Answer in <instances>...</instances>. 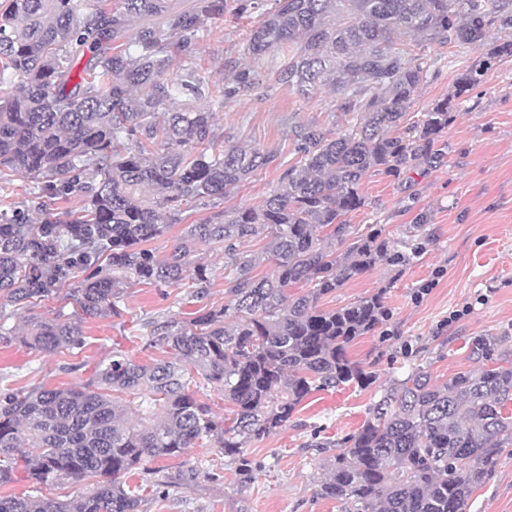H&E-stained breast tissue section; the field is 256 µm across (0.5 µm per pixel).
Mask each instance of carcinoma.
Instances as JSON below:
<instances>
[{
	"mask_svg": "<svg viewBox=\"0 0 512 512\" xmlns=\"http://www.w3.org/2000/svg\"><path fill=\"white\" fill-rule=\"evenodd\" d=\"M264 2L8 0L0 11V85L10 88L0 97V184L22 176L38 198L64 206L36 219L20 206L0 210V318L62 302L13 338L37 353H71L83 346L82 321L121 315L135 285L202 298L210 272L191 262L199 245L223 250L225 297L192 318L147 321L142 339L160 358L115 348L82 384L5 389L0 487L21 475L37 489L92 488L64 500L1 495L0 512H140L147 462L203 441L240 461L312 393L376 382L348 349L386 316L384 290L337 309L321 302L380 266L414 263L421 227L394 241L348 216L365 206L368 172L396 175L435 155L457 100L512 59V0ZM257 11L264 18L246 44L253 65L211 83L197 68L201 33L218 16ZM447 44L485 46L486 56L452 97L401 129L427 72L423 50ZM271 53L280 55L273 67ZM272 80L307 96L333 91L351 122L334 137L294 128L300 160L286 168L273 151L226 143L212 107ZM201 100L210 107L194 105ZM272 165L282 172L260 205H224ZM197 204L212 214L185 224L168 254L150 248ZM252 241L262 255L244 249ZM263 261L271 270L260 275ZM470 344L475 369L437 383L417 364L385 383L362 426L323 461L316 495L345 512H467L512 447V354L493 336ZM213 393L222 416L207 403ZM135 475L140 484L128 483Z\"/></svg>",
	"mask_w": 512,
	"mask_h": 512,
	"instance_id": "cac0c4a2",
	"label": "carcinoma"
}]
</instances>
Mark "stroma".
<instances>
[{"mask_svg":"<svg viewBox=\"0 0 512 512\" xmlns=\"http://www.w3.org/2000/svg\"><path fill=\"white\" fill-rule=\"evenodd\" d=\"M258 21L255 15L212 21L197 60L211 82H220L225 65L247 62V32ZM484 55L477 46L431 49L406 124L419 122L423 112L453 94L459 74ZM215 122L230 143L275 151L285 164L296 160L288 137L292 127L313 125L333 135L346 126L331 91L306 97L283 85L270 86L258 99L228 101L217 109ZM439 145L437 162L391 177L367 175L366 204L350 216L355 228L378 224L395 240L406 237L411 225H425L423 254L399 271L378 267L323 301L338 308L383 292L387 318L349 349L351 359L372 367L380 382L411 363L427 366L440 383L473 369V336H498L512 349V61L460 100ZM193 258L211 270L207 298H193L184 288H132L121 316L83 322L85 346L78 353L46 356L0 338V389L82 383L116 347L147 359V320L192 314L224 300L223 254L202 246ZM426 283L431 289L420 295ZM456 310L461 318L450 321ZM377 391L373 385L315 392L286 427L253 441L232 465L209 444L149 462L161 482L146 491L143 512H342L337 502L315 495L326 456L320 445L360 428ZM468 512H512L511 454L500 457Z\"/></svg>","mask_w":512,"mask_h":512,"instance_id":"35a3bbf8","label":"stroma"}]
</instances>
